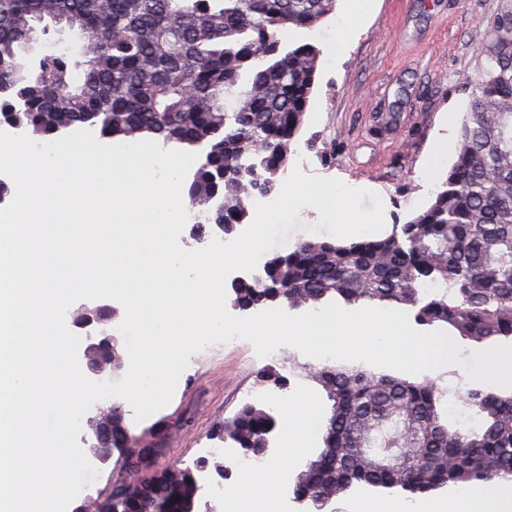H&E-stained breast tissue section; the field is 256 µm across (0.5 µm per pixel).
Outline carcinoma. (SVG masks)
I'll return each instance as SVG.
<instances>
[{"instance_id":"cac0c4a2","label":"carcinoma","mask_w":512,"mask_h":512,"mask_svg":"<svg viewBox=\"0 0 512 512\" xmlns=\"http://www.w3.org/2000/svg\"><path fill=\"white\" fill-rule=\"evenodd\" d=\"M336 0H0V123L17 120L43 137L93 121L112 139L155 137L162 147L202 146L188 189L205 224L231 233L251 195H269L304 124L320 49H285L283 28L312 29ZM49 19L86 34L73 78L61 57H27ZM471 101L453 164L429 205L389 234L353 241L302 239L264 263L261 280L233 288L239 310L277 297L310 305L401 308L427 329L445 328L485 346L512 340V0L487 23ZM332 401L323 447L296 478L293 499L309 512L353 486L399 487L426 496L512 477V395L459 388L457 402L480 429L450 424L448 391L428 377L344 364L307 367ZM276 427L271 412L244 404L224 419V441L263 460ZM112 449L148 450L129 427ZM230 467L202 458L171 466L123 512L194 506V471Z\"/></svg>"}]
</instances>
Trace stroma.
I'll return each mask as SVG.
<instances>
[{
    "label": "stroma",
    "instance_id": "35a3bbf8",
    "mask_svg": "<svg viewBox=\"0 0 512 512\" xmlns=\"http://www.w3.org/2000/svg\"><path fill=\"white\" fill-rule=\"evenodd\" d=\"M367 12L336 52L322 51L305 123L292 154L313 159V175L344 183L363 181L381 197L386 226L407 223L432 195L425 169L442 184L458 146L450 140L434 153L442 125L460 129L470 103L469 78L488 37L487 19L500 0H365ZM30 58L62 51L75 54L85 42L79 29L44 21ZM311 359L258 356L245 340L201 352L190 376L180 377L171 401L142 422L126 416L131 430L158 450L156 464L186 466L203 447H223L220 429L245 402L264 389L260 373L274 367L287 377L286 395L312 399L323 416L332 403L306 372ZM88 496L107 500L139 479L120 455L98 467Z\"/></svg>",
    "mask_w": 512,
    "mask_h": 512
}]
</instances>
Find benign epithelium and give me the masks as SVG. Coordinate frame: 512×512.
Here are the masks:
<instances>
[{
    "instance_id": "benign-epithelium-1",
    "label": "benign epithelium",
    "mask_w": 512,
    "mask_h": 512,
    "mask_svg": "<svg viewBox=\"0 0 512 512\" xmlns=\"http://www.w3.org/2000/svg\"><path fill=\"white\" fill-rule=\"evenodd\" d=\"M118 315L112 305L84 306L68 310L72 330L82 334L80 344L84 345L86 375L93 381H103L118 375L119 369L112 367V356L118 338L107 328ZM120 408L112 401L96 403L85 416V454L100 463H106L110 455L104 452L112 444V424Z\"/></svg>"
}]
</instances>
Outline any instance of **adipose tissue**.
<instances>
[{"label": "adipose tissue", "instance_id": "adipose-tissue-1", "mask_svg": "<svg viewBox=\"0 0 512 512\" xmlns=\"http://www.w3.org/2000/svg\"><path fill=\"white\" fill-rule=\"evenodd\" d=\"M283 443L275 460L261 468L245 473L235 487L225 490L224 500L231 512L239 504H254V512H275L281 473L303 455L312 438L318 417L317 406L307 397L297 395L283 401ZM506 494H481L458 490L444 498H432L419 506V512H506Z\"/></svg>", "mask_w": 512, "mask_h": 512}]
</instances>
